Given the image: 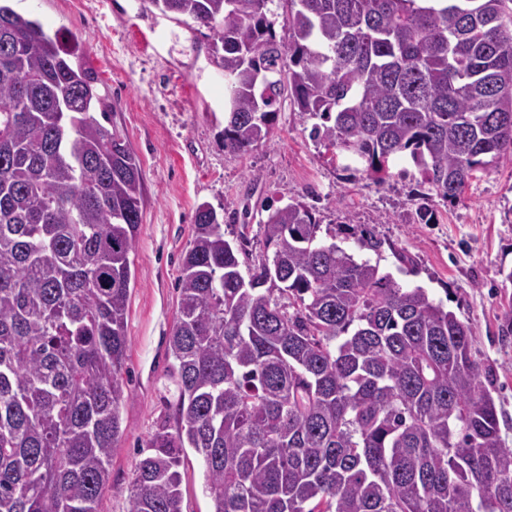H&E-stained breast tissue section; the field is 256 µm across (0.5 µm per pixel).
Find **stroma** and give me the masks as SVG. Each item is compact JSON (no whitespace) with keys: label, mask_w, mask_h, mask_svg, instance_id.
<instances>
[{"label":"stroma","mask_w":512,"mask_h":512,"mask_svg":"<svg viewBox=\"0 0 512 512\" xmlns=\"http://www.w3.org/2000/svg\"><path fill=\"white\" fill-rule=\"evenodd\" d=\"M13 8L78 45L106 96L108 121L126 137L142 171L141 224L131 255L134 279L126 311L129 345L122 377L130 402L110 459L98 512H129L134 469L176 386L168 338L180 300L181 263L196 209L224 215L226 238L244 236L265 250L266 210L291 199L316 210L323 239L362 260L378 261L401 285L424 288L468 325L472 351L489 369L485 387L512 447V164L478 173L454 202L433 198L422 222L409 160L374 183L347 171L331 149L310 136L312 122L282 101L268 138L245 154L224 149V73L207 29L161 14L145 0H12ZM248 219H240V212ZM368 228L413 257L401 270L390 250L360 248L338 224ZM184 512H212L205 466L188 452Z\"/></svg>","instance_id":"35a3bbf8"}]
</instances>
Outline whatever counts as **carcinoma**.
<instances>
[{
	"label": "carcinoma",
	"mask_w": 512,
	"mask_h": 512,
	"mask_svg": "<svg viewBox=\"0 0 512 512\" xmlns=\"http://www.w3.org/2000/svg\"><path fill=\"white\" fill-rule=\"evenodd\" d=\"M0 0V512H98L128 402L126 307L140 161L60 31ZM147 0L212 34L224 149L282 101L381 182L406 155L453 202L512 162V0ZM233 243L198 206L169 337L174 401L130 512H183L203 457L213 512H512V448L468 325L421 287L319 239L292 199ZM375 253L393 249L352 229Z\"/></svg>",
	"instance_id": "cac0c4a2"
}]
</instances>
